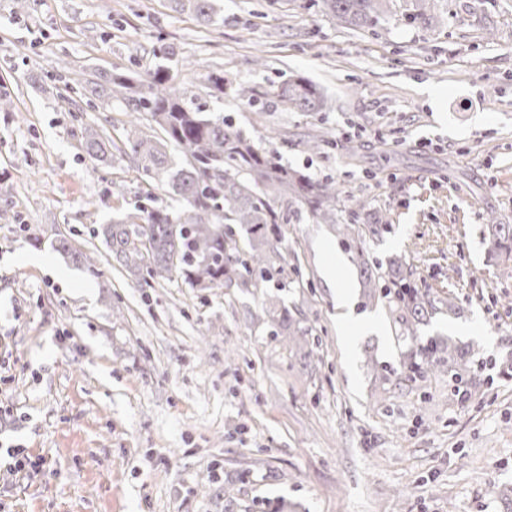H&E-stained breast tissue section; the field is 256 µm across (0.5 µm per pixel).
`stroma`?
<instances>
[{"label":"stroma","instance_id":"35a3bbf8","mask_svg":"<svg viewBox=\"0 0 512 512\" xmlns=\"http://www.w3.org/2000/svg\"><path fill=\"white\" fill-rule=\"evenodd\" d=\"M218 6L208 26L171 0H0V445L43 460L0 464V512H512V255L485 245L490 218L512 224V0H439L426 22L390 0L371 30L316 0ZM161 66L258 141L287 130L285 163L387 215L366 245L457 304L418 334L474 347L468 403L447 375L396 386L412 343L385 304L365 305L328 225H288L285 288L136 287L96 231L141 196L170 199L125 157L86 155L87 130L123 138L125 108L87 102L71 74ZM296 75L332 110L281 106ZM311 130L335 148L307 151ZM62 238L97 275L56 251ZM337 260L345 308L324 274ZM270 299L311 327V363L271 340Z\"/></svg>","mask_w":512,"mask_h":512}]
</instances>
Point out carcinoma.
Masks as SVG:
<instances>
[{"label": "carcinoma", "instance_id": "1", "mask_svg": "<svg viewBox=\"0 0 512 512\" xmlns=\"http://www.w3.org/2000/svg\"><path fill=\"white\" fill-rule=\"evenodd\" d=\"M201 23L224 22L216 0H172ZM385 0H320L322 12L336 23L373 28L384 17ZM88 100L119 99L132 117L123 146L96 131L83 142L90 159L104 163L112 150L126 156L143 177L180 203L174 211L148 195L121 217L103 224L98 235L112 258L140 286L181 277L193 288L280 287L288 278V254L283 250L286 225L306 216L331 224L353 250L361 283L371 303L385 301L415 349L402 354L398 384L426 373H453L463 382L475 356L438 337H418V325L437 310L435 300L414 284L413 271L401 257L382 267L371 258L359 234V224L375 238L389 230L386 216L368 208L366 201L349 197V219L342 216L343 191L336 182L317 179L282 161L277 149L263 147L222 112H206L188 98L160 67L144 79L100 72L92 79L74 77ZM280 102L298 112H326L330 99L319 86L296 76L277 91ZM146 112L160 134L147 136L136 120ZM488 251L512 253V224H493ZM57 250L70 255L96 274L91 257L73 249L65 239ZM269 336L307 345L311 329L288 313L267 309Z\"/></svg>", "mask_w": 512, "mask_h": 512}]
</instances>
